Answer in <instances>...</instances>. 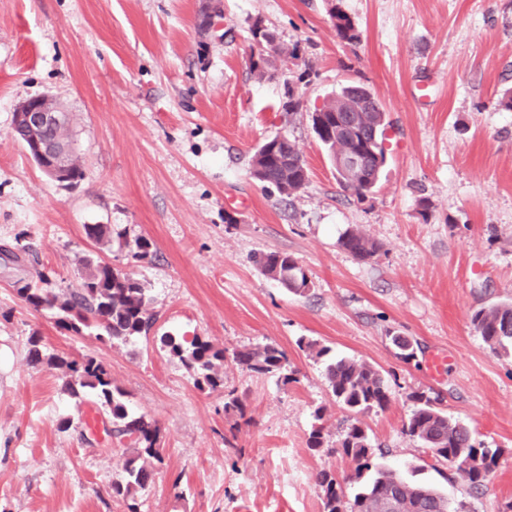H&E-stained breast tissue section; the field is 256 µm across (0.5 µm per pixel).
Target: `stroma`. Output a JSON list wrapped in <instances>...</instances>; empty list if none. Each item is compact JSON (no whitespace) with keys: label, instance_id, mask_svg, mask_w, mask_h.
<instances>
[{"label":"stroma","instance_id":"obj_1","mask_svg":"<svg viewBox=\"0 0 512 512\" xmlns=\"http://www.w3.org/2000/svg\"><path fill=\"white\" fill-rule=\"evenodd\" d=\"M335 3L359 43L338 39ZM223 4L220 38L202 31L200 0H0V246L28 247L18 260L0 257V512H128L112 485L130 440L83 433L94 398L31 363L35 337L44 354L103 360L130 409L157 421L163 461L138 512H323L322 471L346 496L359 492L340 448L352 414L324 380L327 358L341 356L387 382V408L361 416L379 466L467 512H512V351L490 348L471 324L476 310L512 300V111L497 104L512 90V0ZM257 21L298 49L271 77L250 69L269 54L252 37ZM289 82L291 113L281 108ZM350 82L366 85L390 121L386 164L362 201L339 185L310 121ZM39 95L68 113L85 172L75 187L49 180L10 136L18 106ZM278 134L296 142L309 172L289 197L250 175L257 147ZM229 198L249 206L228 208ZM88 224L111 225L112 240L88 239ZM353 228L379 245L375 257L340 246ZM141 237L150 254L136 260ZM269 250L292 255L311 290L297 295L263 275L253 257ZM88 256L145 285L150 337L77 335L21 300L18 281L39 269L75 287ZM164 334L231 350L276 345L295 380L228 360L223 392L200 393L161 349ZM303 339L328 357L300 348ZM436 350L450 358L437 378L426 365ZM227 390L244 414L225 413ZM415 392L499 449L486 487L472 489L404 432ZM232 432L236 445L225 447Z\"/></svg>","mask_w":512,"mask_h":512}]
</instances>
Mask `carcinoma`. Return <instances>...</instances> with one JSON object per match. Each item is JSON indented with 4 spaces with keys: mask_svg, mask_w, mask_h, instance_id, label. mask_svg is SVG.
I'll list each match as a JSON object with an SVG mask.
<instances>
[{
    "mask_svg": "<svg viewBox=\"0 0 512 512\" xmlns=\"http://www.w3.org/2000/svg\"><path fill=\"white\" fill-rule=\"evenodd\" d=\"M330 17L340 41L348 44L360 41V32L351 17L337 4ZM252 35L258 42L270 47L273 53L294 58L297 49L284 51L276 43L274 32L256 24ZM371 91L363 86L349 84L323 103V116L328 125L336 126V118L351 110L356 114V131L349 137L331 140L322 135L318 142L332 153L337 149L374 150L386 161L384 146L389 126L387 114L380 101L370 102ZM283 148L264 152L255 151L251 160V175L261 183L274 186L279 193L292 195L308 181L302 152L295 142L288 143V162L280 161ZM359 201L373 193L378 179L366 173L355 183L339 180ZM340 245L352 256L366 260L379 252L376 242L357 229H349L340 239ZM260 271L279 282L289 291L302 294L312 282L305 270L292 256L280 251L261 252L255 257ZM81 281L76 288H55L47 275L36 272L38 283H26L17 288L19 296L35 311H50L57 324L76 335L94 328L98 336L125 342L132 337L148 336L155 325L150 310L151 299L143 283L132 274L111 264L85 258ZM471 322L491 348L512 347V301L475 311ZM161 348L178 359L193 374V384L203 393L224 390V372L221 367L230 358L238 365L256 374L284 373L285 382L293 381L286 373L288 358L278 347L267 344L251 349L217 347L201 336L188 340L184 337L162 335ZM61 370L66 377L65 387L72 394L89 391L96 404L106 410L112 420V436L128 438L132 452L122 462L123 478L112 484V494L123 500L135 499L139 491L154 481V463L162 462L160 429L156 421L127 406L125 391L116 385L108 366L95 358L67 359L59 356L43 358L39 341H32L30 361H42ZM324 377L336 402L356 414L346 427L341 442L343 454L355 464V477L373 467V449L363 422L357 415L374 409H385L390 396L382 373L369 364L352 358H338L326 364ZM412 399L416 408L403 430L428 448L438 461H445L465 475L474 489L486 485L498 466L499 449L487 448L475 441L470 428L444 413L436 400L423 393ZM322 491L324 512H383L389 502L399 503L402 512H465L464 504L453 507L448 498L434 488L412 483L392 470H376V477L364 489L349 498L335 475L321 472L317 478Z\"/></svg>",
    "mask_w": 512,
    "mask_h": 512,
    "instance_id": "carcinoma-1",
    "label": "carcinoma"
}]
</instances>
